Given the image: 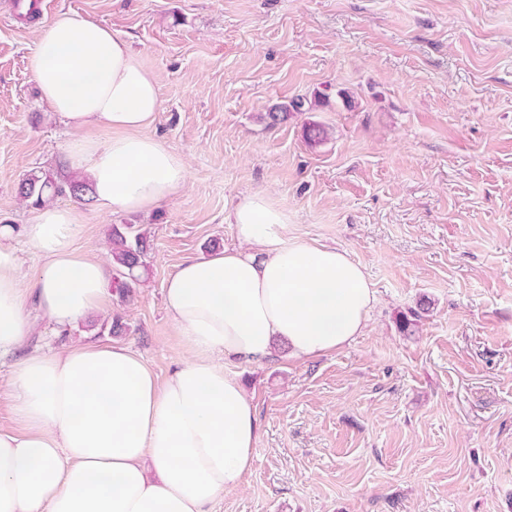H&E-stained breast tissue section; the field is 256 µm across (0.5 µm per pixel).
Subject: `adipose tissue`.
I'll return each instance as SVG.
<instances>
[{"mask_svg": "<svg viewBox=\"0 0 512 512\" xmlns=\"http://www.w3.org/2000/svg\"><path fill=\"white\" fill-rule=\"evenodd\" d=\"M31 69L42 98L74 135L63 147L102 209L147 212L182 192L184 160L149 132L156 81L119 34L76 14L39 32ZM91 128L111 130L105 140ZM225 220L238 246L188 258L167 280V314L188 354L166 380L119 344L28 352L36 302L65 329L110 309L106 260L80 245L76 210L48 204L24 225L38 258L27 276L0 225V355L19 430H0V512H207L254 462L256 409L234 361L277 350L307 360L362 335L374 300L346 251L290 238L266 194L241 197Z\"/></svg>", "mask_w": 512, "mask_h": 512, "instance_id": "1", "label": "adipose tissue"}]
</instances>
